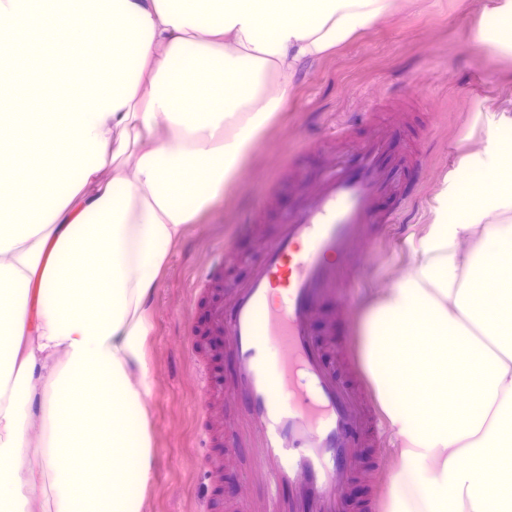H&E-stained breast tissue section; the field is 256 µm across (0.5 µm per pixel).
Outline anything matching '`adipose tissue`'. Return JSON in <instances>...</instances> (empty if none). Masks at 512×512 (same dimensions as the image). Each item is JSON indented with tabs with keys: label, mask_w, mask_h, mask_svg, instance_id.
<instances>
[{
	"label": "adipose tissue",
	"mask_w": 512,
	"mask_h": 512,
	"mask_svg": "<svg viewBox=\"0 0 512 512\" xmlns=\"http://www.w3.org/2000/svg\"><path fill=\"white\" fill-rule=\"evenodd\" d=\"M397 0H54L17 9L32 35L89 27L83 78L62 113L0 116V512H141L153 456L145 400L146 305L185 225L238 181L283 111L297 66L391 13ZM512 0H484L477 36L512 56ZM212 76L215 106L182 97ZM512 114L463 156L408 238V273L361 310L360 353L398 442L388 512H512ZM473 241L465 250L461 240ZM50 435L32 450L34 380ZM455 387V404L425 393ZM67 453L72 462L59 469ZM497 471L487 487L483 467Z\"/></svg>",
	"instance_id": "adipose-tissue-1"
}]
</instances>
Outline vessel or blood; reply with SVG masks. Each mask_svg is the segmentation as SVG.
<instances>
[{
  "label": "vessel or blood",
  "instance_id": "obj_1",
  "mask_svg": "<svg viewBox=\"0 0 512 512\" xmlns=\"http://www.w3.org/2000/svg\"><path fill=\"white\" fill-rule=\"evenodd\" d=\"M433 122L418 92L402 87L370 111L304 143L240 233L202 275L209 285L204 338L211 372L200 392L205 462L217 496L229 452L251 454V475L232 486L248 512H373L379 491L351 494L363 452L378 434L359 375L335 345L355 335L357 273L373 260L425 175ZM278 210L275 233L266 216ZM248 275L225 287L224 269Z\"/></svg>",
  "mask_w": 512,
  "mask_h": 512
}]
</instances>
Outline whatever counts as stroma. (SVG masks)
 Listing matches in <instances>:
<instances>
[{
  "instance_id": "stroma-1",
  "label": "stroma",
  "mask_w": 512,
  "mask_h": 512,
  "mask_svg": "<svg viewBox=\"0 0 512 512\" xmlns=\"http://www.w3.org/2000/svg\"><path fill=\"white\" fill-rule=\"evenodd\" d=\"M475 24V14L462 0H416L304 67L279 121L256 147L239 183L202 223L185 227L148 305L146 406L153 468L142 512H209L198 494L205 454L199 419L202 361L181 340L200 318L194 306L200 274L266 192L255 173L271 179L279 175L283 158L269 151V143L293 150L307 135L340 125L350 113L365 111L374 99L403 84L415 87L433 112L429 177L408 207V222L390 225L381 239L357 290L359 299H366L373 282L393 279L409 266L404 239L420 235L430 223V205L448 172L463 155L482 150L502 103L512 98V59L489 57L473 39Z\"/></svg>"
}]
</instances>
